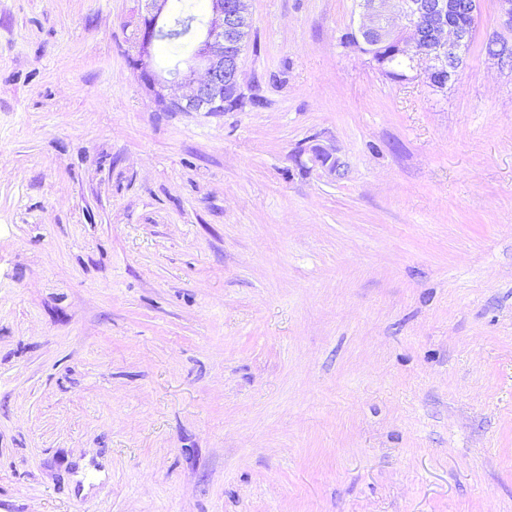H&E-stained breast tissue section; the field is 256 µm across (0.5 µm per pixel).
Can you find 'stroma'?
I'll list each match as a JSON object with an SVG mask.
<instances>
[{"instance_id":"stroma-1","label":"stroma","mask_w":512,"mask_h":512,"mask_svg":"<svg viewBox=\"0 0 512 512\" xmlns=\"http://www.w3.org/2000/svg\"><path fill=\"white\" fill-rule=\"evenodd\" d=\"M143 8L0 0V512H512L494 0L442 92L250 0L224 112L144 86Z\"/></svg>"}]
</instances>
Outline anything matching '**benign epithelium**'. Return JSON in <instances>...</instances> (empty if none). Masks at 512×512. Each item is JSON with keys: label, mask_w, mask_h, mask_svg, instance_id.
Instances as JSON below:
<instances>
[{"label": "benign epithelium", "mask_w": 512, "mask_h": 512, "mask_svg": "<svg viewBox=\"0 0 512 512\" xmlns=\"http://www.w3.org/2000/svg\"><path fill=\"white\" fill-rule=\"evenodd\" d=\"M145 2L137 59L141 80L171 112L224 111L228 96L242 95L239 62L248 27L247 0H209L203 40L194 47L186 68L174 69V75L191 87V93L180 99L166 98L163 80L144 65L168 29L164 19L171 12L170 0ZM462 12L476 18L479 0H365L357 34L394 42V51L411 60L414 77H424L431 86L451 85L474 33L471 25L459 22Z\"/></svg>", "instance_id": "benign-epithelium-1"}]
</instances>
